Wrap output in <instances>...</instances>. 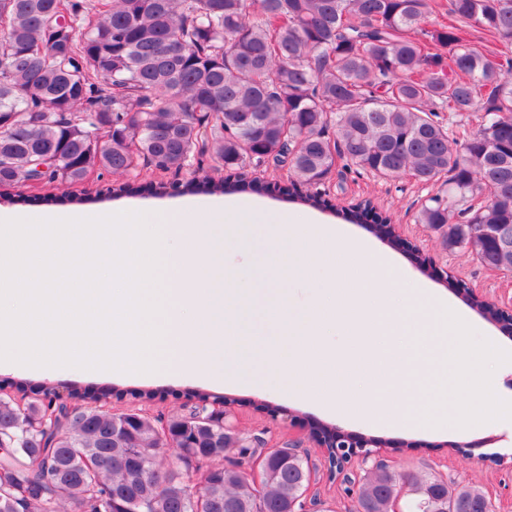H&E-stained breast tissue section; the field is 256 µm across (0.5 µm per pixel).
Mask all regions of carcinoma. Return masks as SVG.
Listing matches in <instances>:
<instances>
[{
  "label": "carcinoma",
  "instance_id": "cac0c4a2",
  "mask_svg": "<svg viewBox=\"0 0 512 512\" xmlns=\"http://www.w3.org/2000/svg\"><path fill=\"white\" fill-rule=\"evenodd\" d=\"M430 0H0V187L68 186L92 170L179 174L208 156L243 177L287 171L279 188L313 207L336 167L409 174L443 189L416 221L444 247L512 271V56L487 55L462 24L512 46V0H450L426 31ZM421 31L416 39L412 33ZM445 49L448 55L440 50ZM456 120L443 123L440 113ZM481 113L472 126L461 117ZM105 130L107 141L97 142ZM190 179L161 193L222 192ZM395 243L387 218L366 200ZM0 395V512H303L311 471L286 445L256 487L263 453L221 413L143 407L114 413L76 391L63 408L24 384ZM173 451L205 466L193 490L165 468ZM315 512H495L477 486L385 467Z\"/></svg>",
  "mask_w": 512,
  "mask_h": 512
}]
</instances>
